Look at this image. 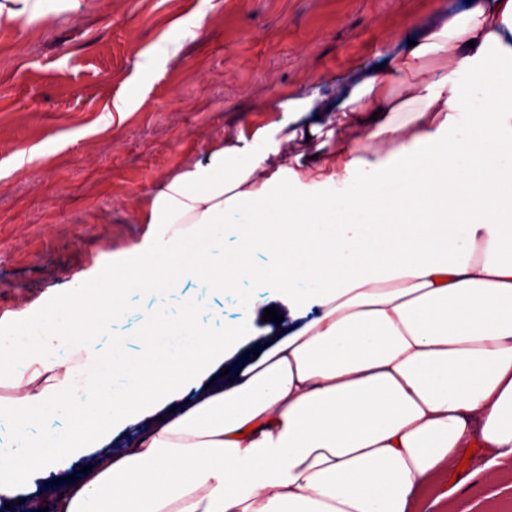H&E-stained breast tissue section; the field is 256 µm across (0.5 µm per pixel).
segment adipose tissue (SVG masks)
<instances>
[{"mask_svg": "<svg viewBox=\"0 0 512 512\" xmlns=\"http://www.w3.org/2000/svg\"><path fill=\"white\" fill-rule=\"evenodd\" d=\"M269 104L143 197L147 232L113 277L0 336L34 394L5 426L0 503L30 512H417L512 466V0H470L381 71ZM301 150L289 154V140ZM391 148L369 160L371 141ZM185 225L177 233L176 225ZM193 282L197 291L185 290ZM276 295L284 335L218 371L251 319L202 317L203 294ZM177 295L172 374L72 393L58 341L75 315L122 319L136 294ZM111 316H100L99 300ZM163 421L142 429L147 416ZM129 448L111 453L114 433ZM94 457L63 495L48 483Z\"/></svg>", "mask_w": 512, "mask_h": 512, "instance_id": "adipose-tissue-1", "label": "adipose tissue"}]
</instances>
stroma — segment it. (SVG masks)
<instances>
[{
    "label": "stroma",
    "mask_w": 512,
    "mask_h": 512,
    "mask_svg": "<svg viewBox=\"0 0 512 512\" xmlns=\"http://www.w3.org/2000/svg\"><path fill=\"white\" fill-rule=\"evenodd\" d=\"M467 2L85 0L0 23V329L119 263L146 231L144 190L202 145L278 97L335 94L336 74L384 65ZM508 503L511 470L423 512Z\"/></svg>",
    "instance_id": "stroma-1"
}]
</instances>
